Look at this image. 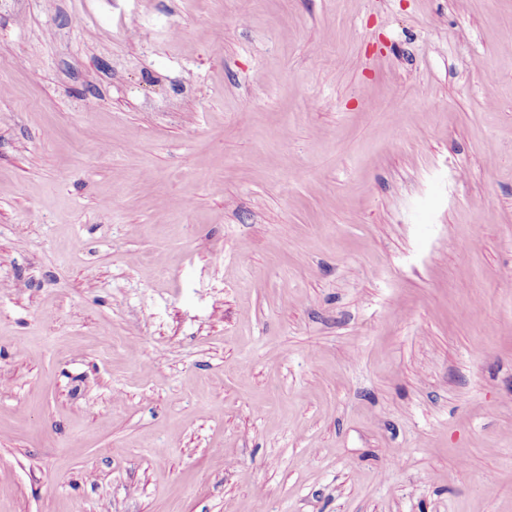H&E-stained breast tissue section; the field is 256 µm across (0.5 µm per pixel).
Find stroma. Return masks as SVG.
Returning a JSON list of instances; mask_svg holds the SVG:
<instances>
[{
  "mask_svg": "<svg viewBox=\"0 0 512 512\" xmlns=\"http://www.w3.org/2000/svg\"><path fill=\"white\" fill-rule=\"evenodd\" d=\"M0 512H512V0H0Z\"/></svg>",
  "mask_w": 512,
  "mask_h": 512,
  "instance_id": "obj_1",
  "label": "stroma"
}]
</instances>
